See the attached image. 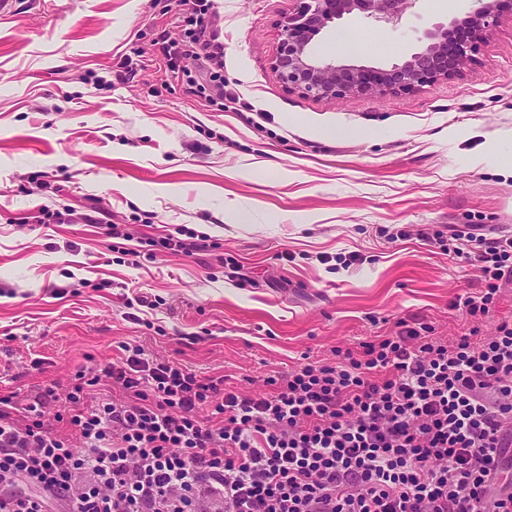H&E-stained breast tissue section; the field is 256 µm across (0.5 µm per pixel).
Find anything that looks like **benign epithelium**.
Segmentation results:
<instances>
[{"mask_svg":"<svg viewBox=\"0 0 512 512\" xmlns=\"http://www.w3.org/2000/svg\"><path fill=\"white\" fill-rule=\"evenodd\" d=\"M418 0H300L283 16L273 61L279 79L290 91L319 98L346 95L380 96L387 91L410 92L438 79L460 73L471 61L476 44L500 17L498 0H475L466 18L471 36L448 45L450 28L442 25L423 32L421 50L388 69L327 62L312 55L310 43L324 28L345 15L358 14L386 25H397Z\"/></svg>","mask_w":512,"mask_h":512,"instance_id":"1","label":"benign epithelium"}]
</instances>
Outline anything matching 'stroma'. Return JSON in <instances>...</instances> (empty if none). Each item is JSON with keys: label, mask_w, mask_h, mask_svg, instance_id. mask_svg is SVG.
Wrapping results in <instances>:
<instances>
[{"label": "stroma", "mask_w": 512, "mask_h": 512, "mask_svg": "<svg viewBox=\"0 0 512 512\" xmlns=\"http://www.w3.org/2000/svg\"><path fill=\"white\" fill-rule=\"evenodd\" d=\"M295 6L214 0L220 111L152 56L175 0H14L0 18V396L68 384L125 343L258 393L400 317L445 341L475 326L452 303L479 288L478 268L418 231H512V10L458 76L323 99L286 90L272 68L276 22ZM469 8L418 0L395 26L347 15L312 51L387 68ZM344 35L351 48L335 51ZM244 105L269 113L264 129L241 119ZM43 210L70 220L35 223ZM95 211L101 223H84ZM110 224L130 240L107 237ZM182 229L213 249L154 247ZM504 320L512 282L475 327L489 336Z\"/></svg>", "instance_id": "obj_1"}]
</instances>
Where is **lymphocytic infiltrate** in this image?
<instances>
[{
    "label": "lymphocytic infiltrate",
    "mask_w": 512,
    "mask_h": 512,
    "mask_svg": "<svg viewBox=\"0 0 512 512\" xmlns=\"http://www.w3.org/2000/svg\"><path fill=\"white\" fill-rule=\"evenodd\" d=\"M179 2L182 36L156 50L223 106L212 0ZM454 238L483 282L454 306L479 321L512 280V236ZM394 327L258 395L126 344L26 404L0 396V512H512V323L450 343L414 317ZM103 380L115 396L92 400Z\"/></svg>",
    "instance_id": "lymphocytic-infiltrate-1"
}]
</instances>
